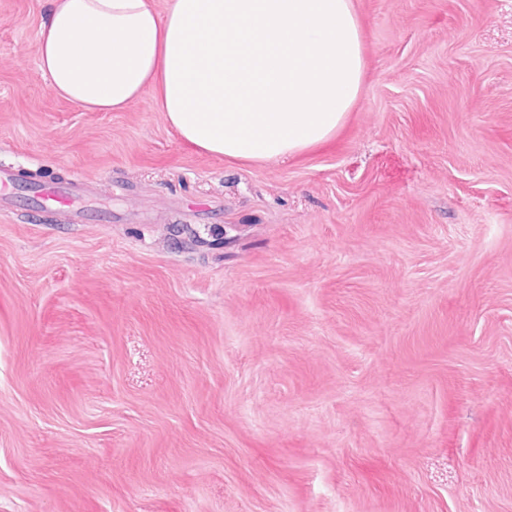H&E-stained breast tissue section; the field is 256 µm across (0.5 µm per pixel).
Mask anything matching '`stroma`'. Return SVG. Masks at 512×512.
<instances>
[{"mask_svg": "<svg viewBox=\"0 0 512 512\" xmlns=\"http://www.w3.org/2000/svg\"><path fill=\"white\" fill-rule=\"evenodd\" d=\"M359 98L280 163L86 112L0 0V512H512V0H353ZM72 183L30 188L44 208L63 209L69 224H83L87 210L74 206L77 195Z\"/></svg>", "mask_w": 512, "mask_h": 512, "instance_id": "stroma-1", "label": "stroma"}]
</instances>
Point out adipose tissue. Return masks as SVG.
Wrapping results in <instances>:
<instances>
[{
	"label": "adipose tissue",
	"mask_w": 512,
	"mask_h": 512,
	"mask_svg": "<svg viewBox=\"0 0 512 512\" xmlns=\"http://www.w3.org/2000/svg\"><path fill=\"white\" fill-rule=\"evenodd\" d=\"M38 60L53 94L122 112L153 93L199 153L276 163L333 137L363 77L352 0H52Z\"/></svg>",
	"instance_id": "adipose-tissue-1"
}]
</instances>
